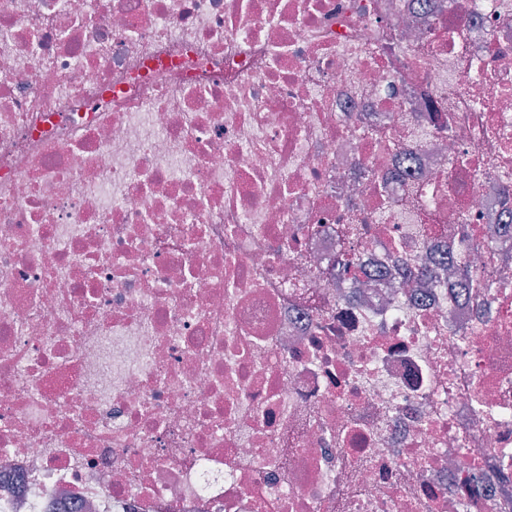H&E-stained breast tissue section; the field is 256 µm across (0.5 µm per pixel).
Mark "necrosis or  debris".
<instances>
[{
	"mask_svg": "<svg viewBox=\"0 0 512 512\" xmlns=\"http://www.w3.org/2000/svg\"><path fill=\"white\" fill-rule=\"evenodd\" d=\"M510 170L512 0H0V512H512Z\"/></svg>",
	"mask_w": 512,
	"mask_h": 512,
	"instance_id": "obj_1",
	"label": "necrosis or debris"
}]
</instances>
